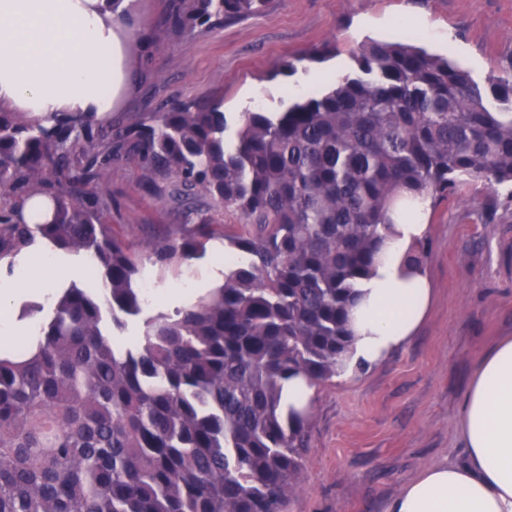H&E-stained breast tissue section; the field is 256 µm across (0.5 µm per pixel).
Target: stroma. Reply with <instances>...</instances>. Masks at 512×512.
Here are the masks:
<instances>
[{
	"label": "stroma",
	"mask_w": 512,
	"mask_h": 512,
	"mask_svg": "<svg viewBox=\"0 0 512 512\" xmlns=\"http://www.w3.org/2000/svg\"><path fill=\"white\" fill-rule=\"evenodd\" d=\"M135 2L150 38L132 48L142 66L112 114L120 121L189 100L222 106L232 124L244 112H278L312 73L358 74L356 52L371 39L408 40L481 82L512 74V0H268L260 14L191 34L164 23L190 0ZM412 15L426 26L407 36ZM288 60L294 70L282 69ZM170 188L149 185L135 159L114 164L108 223L134 244L166 235L184 221ZM428 224L430 310L383 362L320 386L289 512H388L423 468L466 460L458 414L468 385L482 357L512 338V198L470 179ZM145 271L167 296L165 313L177 308L172 290L216 284L208 255Z\"/></svg>",
	"instance_id": "1"
}]
</instances>
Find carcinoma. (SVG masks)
Here are the masks:
<instances>
[{"mask_svg":"<svg viewBox=\"0 0 512 512\" xmlns=\"http://www.w3.org/2000/svg\"><path fill=\"white\" fill-rule=\"evenodd\" d=\"M266 0H191L165 23L205 30ZM360 74L281 112H244L235 129L202 101L94 128L63 114L46 126L0 108V262L37 240L89 260L93 285L59 291L36 340L0 348V512H287L310 418L283 403L288 379L340 375L348 312L373 272L395 208L434 209L466 178L512 187V75L478 82L446 57L370 41ZM77 162L65 171L70 157ZM138 159L176 201L237 212L224 225V281L172 316L145 320L137 346L118 332L140 315L139 275L204 256L216 225L179 224L132 245L101 223L113 163ZM39 192L52 218L27 224ZM426 239L407 262L419 271ZM24 220L29 224L40 223L50 217L54 203L48 195L33 193L19 204Z\"/></svg>","mask_w":512,"mask_h":512,"instance_id":"cac0c4a2","label":"carcinoma"}]
</instances>
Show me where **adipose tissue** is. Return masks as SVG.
I'll return each instance as SVG.
<instances>
[{
    "label": "adipose tissue",
    "instance_id": "1",
    "mask_svg": "<svg viewBox=\"0 0 512 512\" xmlns=\"http://www.w3.org/2000/svg\"><path fill=\"white\" fill-rule=\"evenodd\" d=\"M143 21L133 0H0V106L40 118L108 116L134 88L131 46ZM427 206L395 221L374 275L349 315L345 374L374 366L408 343L432 288L406 273L409 247L427 234ZM462 465L428 468L394 498L390 512H512V338L484 357L460 413Z\"/></svg>",
    "mask_w": 512,
    "mask_h": 512
}]
</instances>
